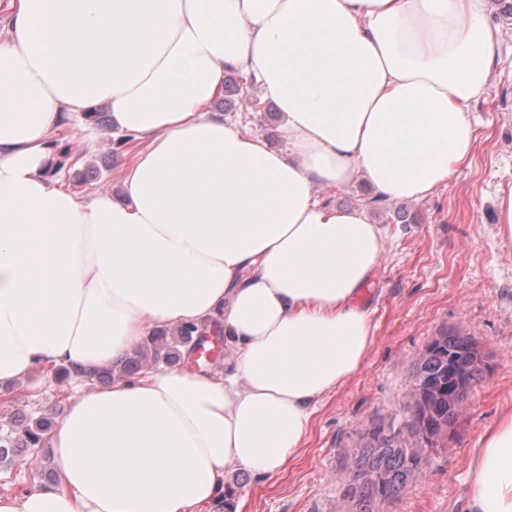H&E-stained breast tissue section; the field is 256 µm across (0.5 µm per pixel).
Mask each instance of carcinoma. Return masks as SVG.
Returning <instances> with one entry per match:
<instances>
[{
	"instance_id": "cac0c4a2",
	"label": "carcinoma",
	"mask_w": 512,
	"mask_h": 512,
	"mask_svg": "<svg viewBox=\"0 0 512 512\" xmlns=\"http://www.w3.org/2000/svg\"><path fill=\"white\" fill-rule=\"evenodd\" d=\"M246 79L236 70L224 76V107L232 106L235 98L244 94ZM200 331L193 325L177 329L169 336L155 332L119 365L95 368L83 373L90 381H104L137 374L144 365H171L187 357L202 366L197 356ZM485 366L475 355L471 337L460 332H446L434 338L420 356L412 373L420 385L412 393L402 418H390L370 430L364 443L348 456L345 468L351 481L344 497L351 500L355 512H376L379 504L400 498L424 475L422 453L426 448L445 447L448 429L458 420L463 400L479 382ZM406 422L408 434L415 440L412 447L402 441ZM49 423L44 418L25 424L14 422L11 430L0 433V462L13 461L20 448H42Z\"/></svg>"
}]
</instances>
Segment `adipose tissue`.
Instances as JSON below:
<instances>
[{
    "mask_svg": "<svg viewBox=\"0 0 512 512\" xmlns=\"http://www.w3.org/2000/svg\"><path fill=\"white\" fill-rule=\"evenodd\" d=\"M0 385L114 365L220 325L223 371L146 368L72 397L52 481L0 512H201L280 472L372 342L383 230L317 188L421 200L472 155L485 0H9L0 18ZM234 69L287 149L213 111ZM106 107L137 140L120 194L71 192L52 135ZM470 512H512V413L482 433Z\"/></svg>",
    "mask_w": 512,
    "mask_h": 512,
    "instance_id": "ef3b65f1",
    "label": "adipose tissue"
}]
</instances>
